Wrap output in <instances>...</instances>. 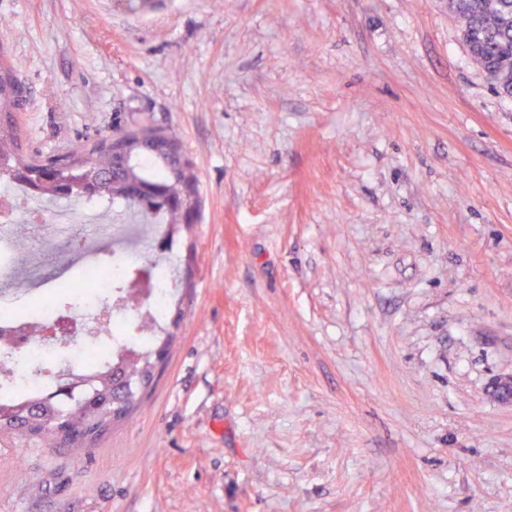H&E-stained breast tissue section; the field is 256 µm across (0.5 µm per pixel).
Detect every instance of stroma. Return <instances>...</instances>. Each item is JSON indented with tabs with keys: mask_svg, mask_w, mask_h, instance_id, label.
<instances>
[{
	"mask_svg": "<svg viewBox=\"0 0 512 512\" xmlns=\"http://www.w3.org/2000/svg\"><path fill=\"white\" fill-rule=\"evenodd\" d=\"M31 149L149 116L192 288L132 420L0 439V512H512V97L448 0H0Z\"/></svg>",
	"mask_w": 512,
	"mask_h": 512,
	"instance_id": "obj_1",
	"label": "stroma"
}]
</instances>
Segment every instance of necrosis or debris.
<instances>
[{"label":"necrosis or debris","instance_id":"1","mask_svg":"<svg viewBox=\"0 0 512 512\" xmlns=\"http://www.w3.org/2000/svg\"><path fill=\"white\" fill-rule=\"evenodd\" d=\"M86 217L62 223L43 199L25 185L11 183L0 194V395H34L61 374L104 369L116 358L115 333L159 335L162 305L176 298L178 271L166 267L165 281L153 284L138 307L126 305L111 289L112 273L142 265L166 253L164 224H112V207L89 203ZM52 241L75 255L83 274L73 289L80 306L27 314L34 303L27 286H43L42 245Z\"/></svg>","mask_w":512,"mask_h":512}]
</instances>
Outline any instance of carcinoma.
I'll use <instances>...</instances> for the list:
<instances>
[{
	"label": "carcinoma",
	"mask_w": 512,
	"mask_h": 512,
	"mask_svg": "<svg viewBox=\"0 0 512 512\" xmlns=\"http://www.w3.org/2000/svg\"><path fill=\"white\" fill-rule=\"evenodd\" d=\"M448 11L459 23V39L472 63L499 94L512 96V0H448ZM22 84L0 46V181H22L51 199L110 200L131 212L161 217L172 233L190 229L192 216H201L193 163L161 149L162 142H179L170 127L143 120L118 135L106 132L43 154L26 142L18 102ZM174 337L166 330L147 351L74 384L76 393H95L91 403L62 398L60 382L39 396L0 399V434L37 439L48 448L84 452L96 447L137 412L160 372L155 348H171Z\"/></svg>",
	"instance_id": "carcinoma-1"
}]
</instances>
